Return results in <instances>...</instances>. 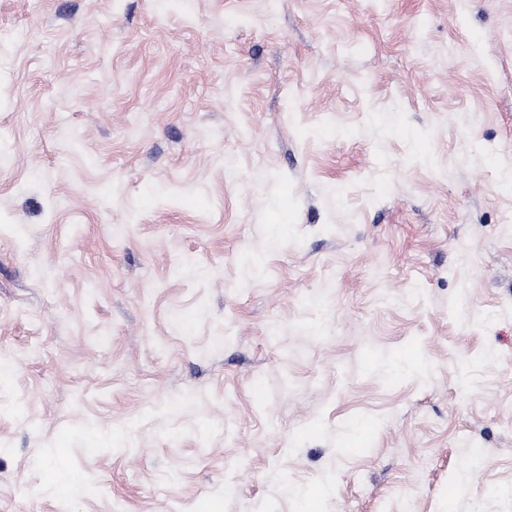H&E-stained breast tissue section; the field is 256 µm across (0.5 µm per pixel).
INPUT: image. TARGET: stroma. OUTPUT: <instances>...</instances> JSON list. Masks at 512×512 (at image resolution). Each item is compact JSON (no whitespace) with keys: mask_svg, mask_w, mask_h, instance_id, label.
Returning a JSON list of instances; mask_svg holds the SVG:
<instances>
[{"mask_svg":"<svg viewBox=\"0 0 512 512\" xmlns=\"http://www.w3.org/2000/svg\"><path fill=\"white\" fill-rule=\"evenodd\" d=\"M510 173L512 0H0V512H512Z\"/></svg>","mask_w":512,"mask_h":512,"instance_id":"obj_1","label":"stroma"}]
</instances>
